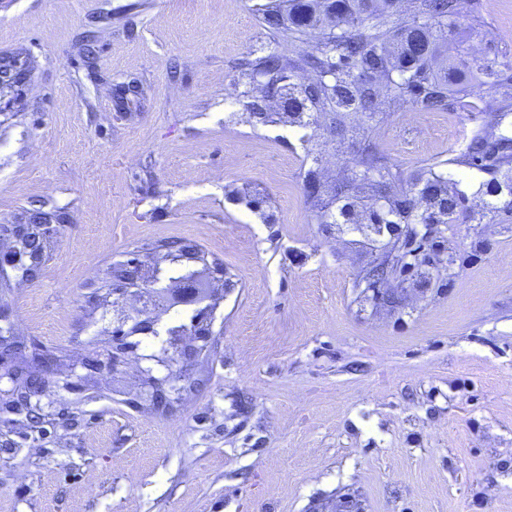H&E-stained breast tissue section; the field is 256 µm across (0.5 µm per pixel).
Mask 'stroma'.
Instances as JSON below:
<instances>
[{
    "instance_id": "35a3bbf8",
    "label": "stroma",
    "mask_w": 512,
    "mask_h": 512,
    "mask_svg": "<svg viewBox=\"0 0 512 512\" xmlns=\"http://www.w3.org/2000/svg\"><path fill=\"white\" fill-rule=\"evenodd\" d=\"M279 0H0V228L44 213L37 278L0 231V325L65 355L41 401L76 426L37 432L0 412V512H512V219L440 228L444 262L376 303L357 286L373 244L325 230L307 203L298 129L255 123L249 62ZM471 52L512 59V0H479ZM468 112L402 107L374 128L405 175L454 156ZM260 201L262 221L235 192ZM178 239L232 285L178 409L131 407L143 338L120 374L80 363L140 317L101 286L154 260L150 288L191 270L153 258Z\"/></svg>"
}]
</instances>
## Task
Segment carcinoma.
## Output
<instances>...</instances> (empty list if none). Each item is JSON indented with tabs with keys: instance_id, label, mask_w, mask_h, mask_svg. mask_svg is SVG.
Returning <instances> with one entry per match:
<instances>
[{
	"instance_id": "obj_1",
	"label": "carcinoma",
	"mask_w": 512,
	"mask_h": 512,
	"mask_svg": "<svg viewBox=\"0 0 512 512\" xmlns=\"http://www.w3.org/2000/svg\"><path fill=\"white\" fill-rule=\"evenodd\" d=\"M399 8V0H291L288 14L268 10L263 24L273 34L288 32V42L301 50L288 55L273 51L251 69V75L268 78V95L288 98L283 112L265 111L261 100L252 103L253 117L305 131L302 142L313 166L304 182L314 183L307 197L320 210L319 223L352 224L370 240L380 234L378 224L401 227L383 244L384 260L362 270L361 281L371 289L430 262L421 255L429 237L418 235L415 225L475 219L460 189V168L487 175L476 195L489 223L512 217V135L499 131L512 114V62L462 55L463 0H409L406 11ZM297 72L306 75V83L287 81ZM404 104L420 111L478 112L482 122L458 154L406 180L372 135L376 117L386 119L392 107ZM320 111L328 116L324 128L318 123ZM321 128L342 142L349 134L355 145L349 164L330 181L315 152ZM40 225L37 216L15 242V269L26 279L37 276L43 260ZM187 248L180 240L152 245L154 253L172 263ZM0 347L14 348L9 358L20 368L36 370L58 358V349L28 344L23 336L0 333ZM0 410L24 415L31 429L46 423L38 402L8 392L0 394Z\"/></svg>"
}]
</instances>
